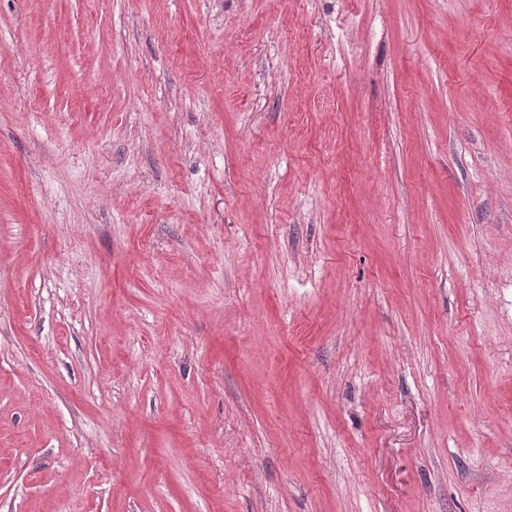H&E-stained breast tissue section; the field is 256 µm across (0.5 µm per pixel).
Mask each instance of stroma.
<instances>
[{
    "instance_id": "35a3bbf8",
    "label": "stroma",
    "mask_w": 512,
    "mask_h": 512,
    "mask_svg": "<svg viewBox=\"0 0 512 512\" xmlns=\"http://www.w3.org/2000/svg\"><path fill=\"white\" fill-rule=\"evenodd\" d=\"M0 512H512V0H0Z\"/></svg>"
}]
</instances>
